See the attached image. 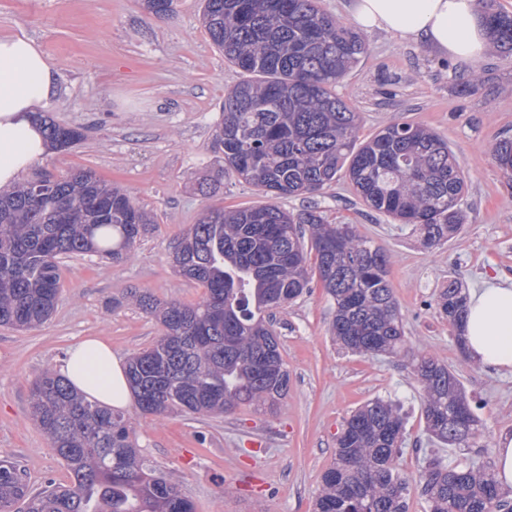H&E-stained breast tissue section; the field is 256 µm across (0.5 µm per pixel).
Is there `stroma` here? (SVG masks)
<instances>
[{"label": "stroma", "mask_w": 512, "mask_h": 512, "mask_svg": "<svg viewBox=\"0 0 512 512\" xmlns=\"http://www.w3.org/2000/svg\"><path fill=\"white\" fill-rule=\"evenodd\" d=\"M201 14L200 0H174L164 18L143 0H0V36L31 38L61 67L50 119L85 135L35 162L21 181L89 168L153 218L130 260L61 259L59 303L45 324L28 331L0 327V459L18 464L33 489L68 480L30 415L35 374L55 368L90 336L125 359L155 343L162 328L135 306L131 292L184 302L202 293L174 274L171 247L208 202L196 187L223 165L213 137L224 92L243 74L213 43ZM364 39L366 53L336 87L360 114V138L394 119L446 138L466 174L465 224L448 242L425 247L411 226L365 207L344 178L278 204L353 225L388 254L407 348L431 354L456 375L479 434L468 448L431 441L409 358L342 350L329 332L332 303L315 285L276 314L289 383L275 413L243 406L219 416H151L127 408L142 455L179 484L197 512H314L345 420L375 397L402 405L397 467L410 483L408 512H427L419 485L427 457L472 460L490 470L499 438L512 435V373L466 357L434 304L448 279L470 292L512 277V179L484 151L491 141L512 138V58L490 50L464 62L379 30ZM475 69L482 80L470 90L466 81Z\"/></svg>", "instance_id": "1"}]
</instances>
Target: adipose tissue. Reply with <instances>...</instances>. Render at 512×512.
Here are the masks:
<instances>
[{
    "mask_svg": "<svg viewBox=\"0 0 512 512\" xmlns=\"http://www.w3.org/2000/svg\"><path fill=\"white\" fill-rule=\"evenodd\" d=\"M352 23L424 43L465 61L478 59L486 37L475 0H352ZM59 68L24 36L0 38V188L48 151L39 120L54 108ZM468 353L483 366L512 372V278L489 281L469 295L462 322ZM78 391L122 409L132 399L126 366L98 338L79 341L56 365Z\"/></svg>",
    "mask_w": 512,
    "mask_h": 512,
    "instance_id": "ef3b65f1",
    "label": "adipose tissue"
}]
</instances>
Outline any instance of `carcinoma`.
I'll use <instances>...</instances> for the list:
<instances>
[{"label":"carcinoma","mask_w":512,"mask_h":512,"mask_svg":"<svg viewBox=\"0 0 512 512\" xmlns=\"http://www.w3.org/2000/svg\"><path fill=\"white\" fill-rule=\"evenodd\" d=\"M487 36L512 57V15L477 0ZM203 21L224 59L251 75L224 93L215 147L222 173L259 188L272 202L226 210L208 204L174 243L178 272L204 288L194 303L131 294L162 326V336L134 355L127 378L138 409L207 416L241 405L272 412L288 393L289 374L272 314L319 278L334 305L330 334L347 351L398 357L403 318L389 257L350 224H327L315 209L294 215L274 200L311 194L345 176L363 204L437 246L459 233L466 182L448 141L437 132L392 122L358 142L360 116L336 85L359 62L361 34L323 11L319 0H204ZM48 142L69 149L82 133L44 120ZM485 152L512 175V140ZM63 210L79 219L66 222ZM152 223L120 188L89 169L55 187L0 191V326L27 330L57 306L59 260L89 252L131 257ZM314 265H309V255ZM439 314L459 325L461 285L436 295ZM424 395L426 430L465 447L478 433L458 378L429 354L413 358ZM30 409L70 477L34 491L23 471L0 461V512H196L179 486L138 453L129 420L72 389L49 368L31 381ZM399 404L377 397L345 421L315 512H406L409 482L395 467L403 441ZM429 512H501L494 475L473 462L430 457L420 475Z\"/></svg>","instance_id":"obj_1"}]
</instances>
